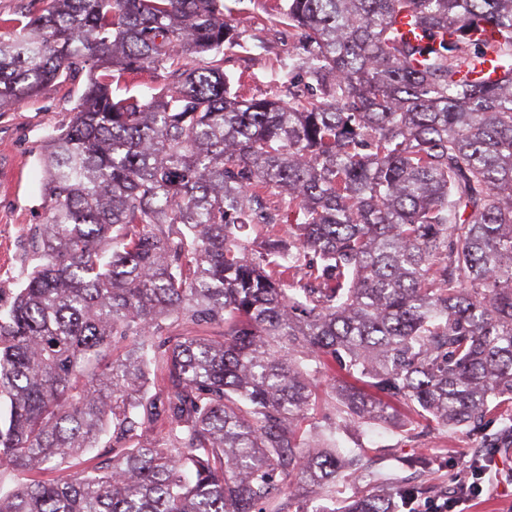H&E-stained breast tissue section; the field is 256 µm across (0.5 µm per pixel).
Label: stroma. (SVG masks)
Listing matches in <instances>:
<instances>
[{
	"label": "stroma",
	"instance_id": "obj_1",
	"mask_svg": "<svg viewBox=\"0 0 512 512\" xmlns=\"http://www.w3.org/2000/svg\"><path fill=\"white\" fill-rule=\"evenodd\" d=\"M269 0H224V16L244 32L243 48L237 49L224 66L231 90L263 98L271 95L281 65L301 50L296 35L263 29L260 19ZM83 88L82 82L46 85L40 93L0 112V307L26 283L34 262L29 231L49 215L44 194L42 155L47 136L66 128L72 107ZM497 424L485 435L465 429L429 427L412 413H405L397 427L356 425L338 437L341 450L364 449L365 469L355 482L340 485L335 500L325 501L334 512L338 501L350 496L372 494L379 486L410 478L405 459L426 454L433 464L422 480L428 491L414 502L442 498L453 490L458 477L469 473L478 458L493 459L486 474L483 493L466 504L465 512H505L512 506V449L499 452L487 445Z\"/></svg>",
	"mask_w": 512,
	"mask_h": 512
}]
</instances>
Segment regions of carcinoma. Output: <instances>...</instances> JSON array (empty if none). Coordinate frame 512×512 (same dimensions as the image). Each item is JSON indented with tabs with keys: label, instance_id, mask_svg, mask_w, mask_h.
I'll return each instance as SVG.
<instances>
[{
	"label": "carcinoma",
	"instance_id": "cac0c4a2",
	"mask_svg": "<svg viewBox=\"0 0 512 512\" xmlns=\"http://www.w3.org/2000/svg\"><path fill=\"white\" fill-rule=\"evenodd\" d=\"M267 15L304 42L286 99L231 93L242 38L223 0H49L0 38V112L85 78L46 141L35 265L0 314V465L61 475L0 512H323L305 505L363 458L305 431L323 370L341 373L338 429L404 406L480 432L512 404V0ZM139 72L166 84L112 95ZM283 224L286 240L243 237ZM168 320L224 334L168 336ZM158 370L164 436L63 469L157 422Z\"/></svg>",
	"mask_w": 512,
	"mask_h": 512
}]
</instances>
